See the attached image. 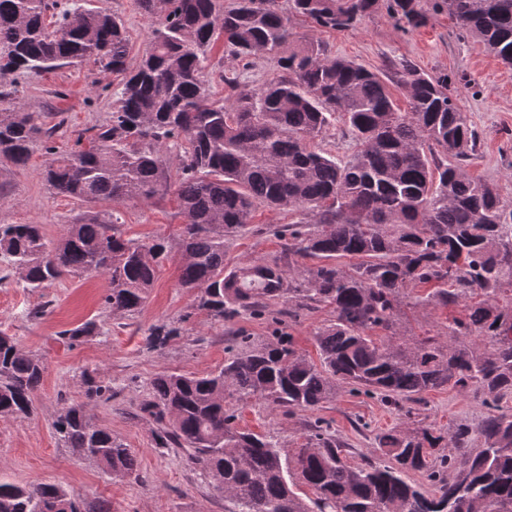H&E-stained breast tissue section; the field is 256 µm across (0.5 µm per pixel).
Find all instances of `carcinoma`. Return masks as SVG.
<instances>
[{"label": "carcinoma", "instance_id": "cac0c4a2", "mask_svg": "<svg viewBox=\"0 0 512 512\" xmlns=\"http://www.w3.org/2000/svg\"><path fill=\"white\" fill-rule=\"evenodd\" d=\"M150 21L147 47L128 63L119 16L70 0H0V158L27 164L41 142L52 155L41 171L56 194L82 203L151 199L177 184L185 218L178 239V285L198 291L195 309L218 322L243 312L266 313L268 302L291 304L271 318L273 340L241 336L240 349L204 376L164 372L140 406L161 448L224 478V512H512V203L475 181L464 162L478 133L450 93L448 75L399 63L408 109L400 111L380 73L331 57L317 41H294L290 16L317 29L345 30L385 7L405 30L445 9L512 66V0H138ZM235 61L268 54L280 69L259 86L235 69L218 71L224 98L212 97L209 53L217 42ZM90 63L122 76L112 119L75 147L51 145L56 127L24 112L21 81ZM342 122L358 145L341 159L311 145ZM179 167L166 166L169 141ZM265 204L308 215L313 230L291 225L284 251L310 260L285 267L282 257L224 262V238L250 223ZM171 252L157 238L123 236L119 217L85 214L57 242L39 224L0 225V253L32 288L65 275L101 274L106 305L132 313L147 299ZM427 285L425 306L463 304L439 335L385 344L397 335V309L407 291ZM324 305L334 319L315 333L320 364L299 354L285 319ZM179 329L148 330L151 348ZM46 365L0 333V416L24 420ZM483 396L489 413L476 428L447 434L422 428L378 435L381 458L348 462L349 449L329 425H306V442L291 451L273 436L237 425L234 404L252 399L289 414L319 407L341 387L378 395L401 410L447 385ZM61 439L91 451L105 471H137L132 451L82 407L54 421ZM426 473L434 491L408 482ZM297 484L311 490L304 500ZM0 512H106L86 506L54 483L0 482Z\"/></svg>", "mask_w": 512, "mask_h": 512}]
</instances>
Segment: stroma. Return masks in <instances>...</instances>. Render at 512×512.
<instances>
[{"mask_svg": "<svg viewBox=\"0 0 512 512\" xmlns=\"http://www.w3.org/2000/svg\"><path fill=\"white\" fill-rule=\"evenodd\" d=\"M94 6L119 15L129 37V61L137 63L148 40V22L138 0H93ZM299 40L322 42L333 55L377 70L384 64L412 61L430 75L447 74L451 93L476 127L479 143L467 162L473 178L497 188L512 201V68L504 66L478 39L460 34L447 11H432L425 26L402 30L386 9L354 27L317 30L304 18L292 20ZM88 67L64 68L35 77L22 85L20 103L30 112L50 113L57 130L53 143L73 148L79 133L107 124L112 116V89L98 84ZM49 156L35 145L26 166L0 160V225L38 224L48 241L60 239L80 214L113 210L120 216L125 237L148 242L176 239L183 222L175 190L143 201L120 205L101 201L86 205L52 193L40 172ZM299 213L257 205L251 224L224 241V260L279 255L276 232L299 222ZM180 254L171 252L156 275L141 309L113 313L105 303L110 292L106 276H67L46 288L28 287L0 255V332L19 347L41 357L47 370L34 396L36 411L26 420L0 418V480L11 483H55L89 505H106L111 512H224V496L207 473L188 461L176 447H158L154 423L140 411L155 375L173 371L204 375L224 364L237 334L264 340L272 335V312L285 308L271 302L269 315H240L217 322L195 310L193 291L178 287ZM416 288L401 307L399 331L405 338L436 334L440 326L460 316L461 307L417 304ZM333 317L331 308L302 312L287 332L298 352L311 361L319 355L314 334ZM97 325L94 335L68 343L60 331L85 322ZM180 324V336L167 345L148 348L145 337L153 325ZM109 386L105 399L86 395L85 378ZM80 405L102 427L121 438L138 463L137 476L115 477L61 440L54 420L64 408ZM487 413L473 392L445 387L426 393L423 404L405 414L387 407L379 396L337 390L314 411L288 415L284 409L252 401L239 411L241 428L275 436L282 447L305 441L304 423L325 421L336 437L347 442L351 463L380 455L377 434L392 428L447 430L459 422L478 425Z\"/></svg>", "mask_w": 512, "mask_h": 512, "instance_id": "stroma-1", "label": "stroma"}]
</instances>
